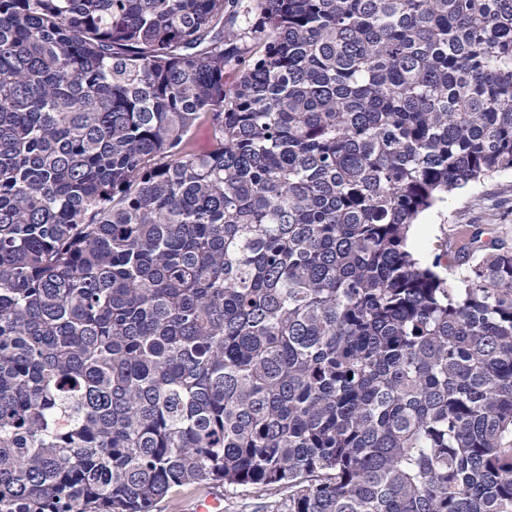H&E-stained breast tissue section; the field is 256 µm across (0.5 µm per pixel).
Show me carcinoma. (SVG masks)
Masks as SVG:
<instances>
[{
	"label": "carcinoma",
	"instance_id": "carcinoma-1",
	"mask_svg": "<svg viewBox=\"0 0 512 512\" xmlns=\"http://www.w3.org/2000/svg\"><path fill=\"white\" fill-rule=\"evenodd\" d=\"M503 171L512 0H0V512H512ZM417 222L409 244L426 261L441 254L448 242V260L456 267L455 251L463 242L459 237L462 224L474 225L469 228L471 231L477 227L485 229L476 245L494 242L512 248V172H500L457 190ZM214 491L223 492L224 510L223 494ZM209 492L211 493L208 494ZM198 500L200 501L195 507ZM287 503L288 488L286 487L278 490L252 487L246 491L240 489L234 493H225L222 487L201 484L175 488L157 503L154 512H284ZM194 507L195 511H193Z\"/></svg>",
	"mask_w": 512,
	"mask_h": 512
}]
</instances>
